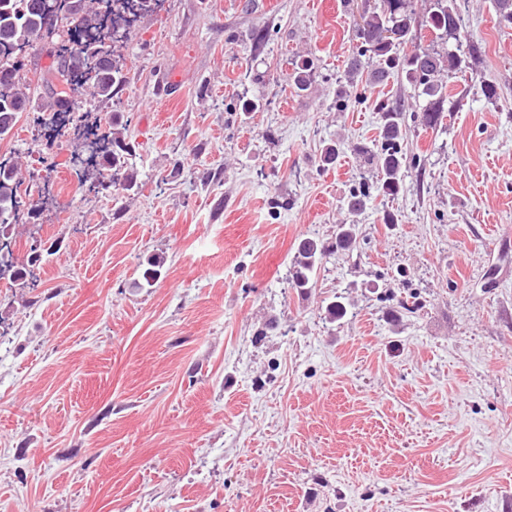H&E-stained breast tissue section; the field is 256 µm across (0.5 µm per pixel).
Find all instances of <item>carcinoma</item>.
Segmentation results:
<instances>
[{
    "label": "carcinoma",
    "instance_id": "1",
    "mask_svg": "<svg viewBox=\"0 0 512 512\" xmlns=\"http://www.w3.org/2000/svg\"><path fill=\"white\" fill-rule=\"evenodd\" d=\"M410 0H380L379 8L362 16L363 31H354L358 57L352 60L351 75L367 68L366 80L373 84L397 73L428 97L424 110L426 125L434 129L442 124L445 112H458L469 91L454 98L448 94L441 75L462 73L472 68L477 47L462 50L461 17L457 0H431L432 7L422 19L409 10ZM161 0H0V140L9 137L18 118H30L34 141L51 150L62 130L73 127L77 137L93 140L98 149L82 150L71 157L72 173L80 188L97 195L114 187L125 191L139 188L137 173L130 164L135 147L126 142L121 131L100 130L86 123L89 113L77 112L83 96L107 101L125 82L123 64L117 48L128 38L137 17L157 10ZM57 13V27L67 39L59 48H51L52 63L38 79L25 69L27 52L43 42L47 25L46 6ZM428 30L431 41L452 38L457 52L442 55L432 48L417 47L404 51V45L417 42L416 32ZM90 42L83 59L69 64L66 52ZM367 58L362 63L361 58ZM382 121L381 144L376 148L359 146L367 161L378 165L380 191L388 196L399 193L408 156L402 147L403 113L385 104L379 106ZM18 161L0 154V282L12 288H36L38 279L32 267L41 261L38 245H31L26 261L15 255L20 225L36 223L42 214V202L32 199L50 196L49 180L19 177ZM355 243L352 225H338L336 242L331 246L306 238L297 248L292 285L308 293L313 275L330 249L348 251Z\"/></svg>",
    "mask_w": 512,
    "mask_h": 512
}]
</instances>
